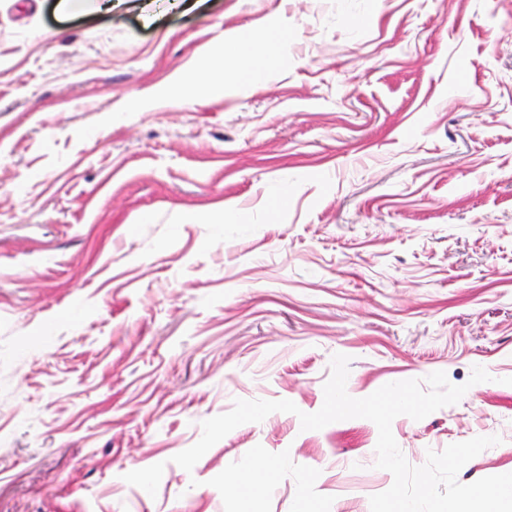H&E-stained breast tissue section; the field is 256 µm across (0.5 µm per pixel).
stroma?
Masks as SVG:
<instances>
[{"label":"stroma","mask_w":512,"mask_h":512,"mask_svg":"<svg viewBox=\"0 0 512 512\" xmlns=\"http://www.w3.org/2000/svg\"><path fill=\"white\" fill-rule=\"evenodd\" d=\"M56 3L0 0V512H370L376 425L298 418L337 353L355 398L484 367L392 432L512 473V0ZM238 399L299 412L173 463ZM239 67L234 71L223 70L222 76H216L223 69L224 46L212 55L201 58L195 66L194 80L197 86L211 96L223 95L228 82L262 80L275 62L272 49L266 42L250 43L238 51Z\"/></svg>","instance_id":"35a3bbf8"}]
</instances>
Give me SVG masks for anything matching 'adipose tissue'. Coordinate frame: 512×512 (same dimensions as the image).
<instances>
[{
  "label": "adipose tissue",
  "instance_id": "1",
  "mask_svg": "<svg viewBox=\"0 0 512 512\" xmlns=\"http://www.w3.org/2000/svg\"><path fill=\"white\" fill-rule=\"evenodd\" d=\"M239 67L233 71L223 70V51H216L201 58L195 66L194 80L205 93L223 94L227 83L262 80L275 62L272 49L267 43H252L239 51Z\"/></svg>",
  "mask_w": 512,
  "mask_h": 512
}]
</instances>
